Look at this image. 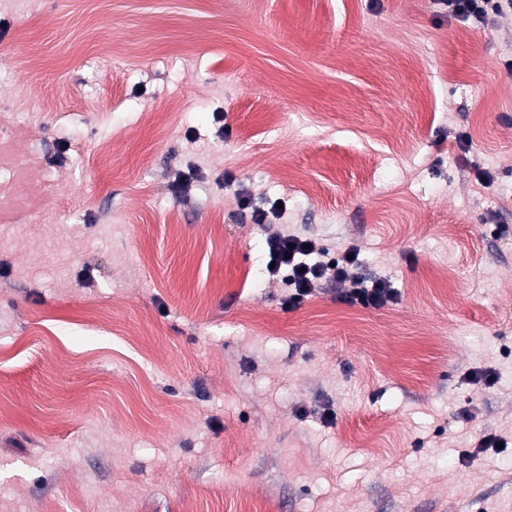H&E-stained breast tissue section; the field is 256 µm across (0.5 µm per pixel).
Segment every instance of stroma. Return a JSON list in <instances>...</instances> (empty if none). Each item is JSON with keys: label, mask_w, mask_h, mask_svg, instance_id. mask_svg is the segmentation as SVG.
<instances>
[{"label": "stroma", "mask_w": 512, "mask_h": 512, "mask_svg": "<svg viewBox=\"0 0 512 512\" xmlns=\"http://www.w3.org/2000/svg\"><path fill=\"white\" fill-rule=\"evenodd\" d=\"M510 58L434 0H0L51 216L0 212V512H512ZM285 229L392 299L255 287Z\"/></svg>", "instance_id": "1"}]
</instances>
